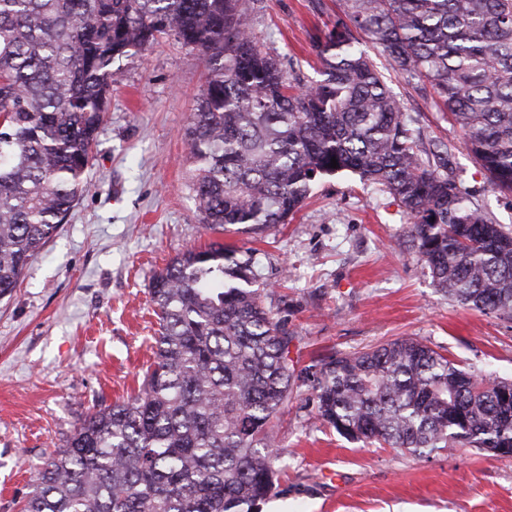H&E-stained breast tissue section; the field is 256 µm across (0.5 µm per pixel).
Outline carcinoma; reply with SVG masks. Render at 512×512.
I'll return each mask as SVG.
<instances>
[{
    "label": "carcinoma",
    "instance_id": "carcinoma-1",
    "mask_svg": "<svg viewBox=\"0 0 512 512\" xmlns=\"http://www.w3.org/2000/svg\"><path fill=\"white\" fill-rule=\"evenodd\" d=\"M239 2L0 0V297L85 189L112 64L168 35L208 67L185 132L202 223L285 224L319 181L356 175L410 220L437 287L512 320V232L469 205L448 145H424L361 48L429 95L511 193L512 0H339L332 28L311 36L313 77L256 45ZM262 292L251 259L217 242L156 273L159 330L138 392L81 421L35 472L22 512H254L274 495L271 430L295 369ZM312 369L318 418L349 441L512 457L511 380L412 338Z\"/></svg>",
    "mask_w": 512,
    "mask_h": 512
}]
</instances>
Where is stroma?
I'll use <instances>...</instances> for the list:
<instances>
[{"mask_svg": "<svg viewBox=\"0 0 512 512\" xmlns=\"http://www.w3.org/2000/svg\"><path fill=\"white\" fill-rule=\"evenodd\" d=\"M246 0L263 50L313 74L309 36L332 25L322 0ZM207 67L174 37L116 60L87 189L59 234L0 298V512H20L32 469L63 447L98 404L126 399L153 360V275L218 241L253 252L262 301L292 335L296 371L318 359L414 338L486 378L512 380V321L448 299L421 262L410 226L379 185L321 180L294 218L216 233L202 223L184 132ZM390 86L425 139L453 148L448 172L472 204L512 226L461 130L400 75ZM284 474L258 512H512V457L474 448L427 459L351 442L323 425L296 381L273 429Z\"/></svg>", "mask_w": 512, "mask_h": 512, "instance_id": "1", "label": "stroma"}]
</instances>
